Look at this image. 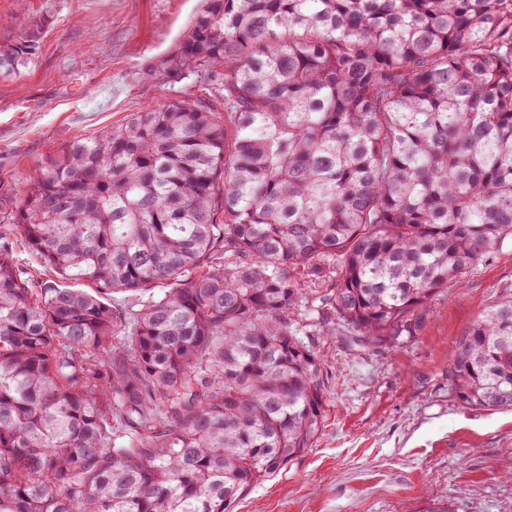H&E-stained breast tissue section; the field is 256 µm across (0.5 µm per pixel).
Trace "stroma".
I'll list each match as a JSON object with an SVG mask.
<instances>
[{
    "label": "stroma",
    "instance_id": "obj_1",
    "mask_svg": "<svg viewBox=\"0 0 512 512\" xmlns=\"http://www.w3.org/2000/svg\"><path fill=\"white\" fill-rule=\"evenodd\" d=\"M204 0H0V44L47 19L39 48L0 77V195L63 143L112 131L170 101L212 102L203 74L170 58ZM306 283L293 328L320 363L326 417L313 446L237 500L232 512H512V410H466L448 392L458 337L512 297V239L430 302L394 346L350 340Z\"/></svg>",
    "mask_w": 512,
    "mask_h": 512
}]
</instances>
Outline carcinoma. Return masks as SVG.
I'll return each instance as SVG.
<instances>
[{
  "label": "carcinoma",
  "instance_id": "carcinoma-1",
  "mask_svg": "<svg viewBox=\"0 0 512 512\" xmlns=\"http://www.w3.org/2000/svg\"><path fill=\"white\" fill-rule=\"evenodd\" d=\"M171 63L224 111L148 106L0 198L58 277L0 245V512H231L324 422L304 283L391 346L512 237V0H206ZM448 387L512 409V298L458 338Z\"/></svg>",
  "mask_w": 512,
  "mask_h": 512
}]
</instances>
